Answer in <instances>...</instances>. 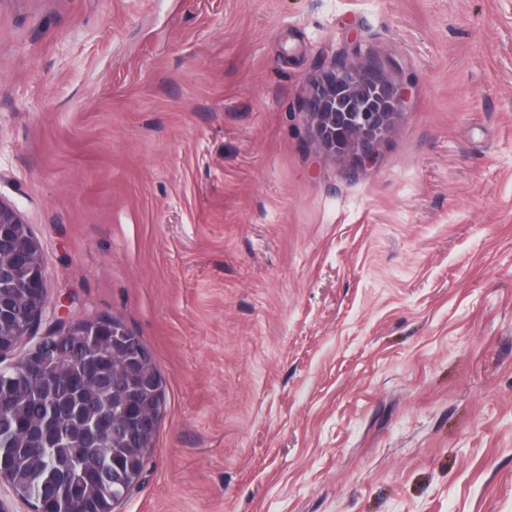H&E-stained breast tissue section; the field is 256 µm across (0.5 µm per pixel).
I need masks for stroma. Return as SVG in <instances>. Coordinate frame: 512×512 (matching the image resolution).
Listing matches in <instances>:
<instances>
[{"label": "stroma", "mask_w": 512, "mask_h": 512, "mask_svg": "<svg viewBox=\"0 0 512 512\" xmlns=\"http://www.w3.org/2000/svg\"><path fill=\"white\" fill-rule=\"evenodd\" d=\"M327 51L408 91L374 165ZM0 200L162 377L121 512H512V0H0ZM319 77L300 105L313 139L334 155L355 156L372 164L375 146L392 129L405 104L402 88L373 67L335 57L320 65Z\"/></svg>", "instance_id": "35a3bbf8"}]
</instances>
